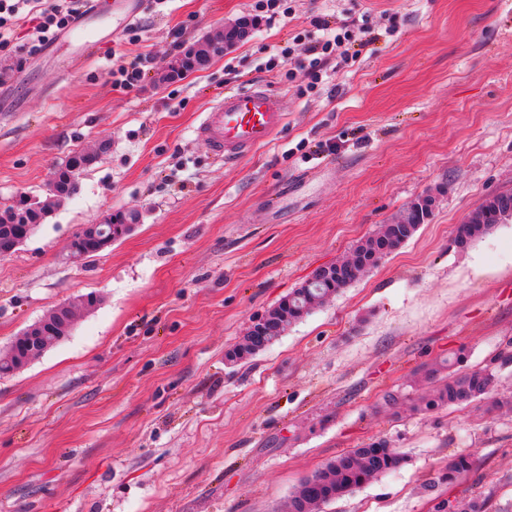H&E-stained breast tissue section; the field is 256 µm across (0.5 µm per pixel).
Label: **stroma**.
Instances as JSON below:
<instances>
[{
    "label": "stroma",
    "instance_id": "35a3bbf8",
    "mask_svg": "<svg viewBox=\"0 0 512 512\" xmlns=\"http://www.w3.org/2000/svg\"><path fill=\"white\" fill-rule=\"evenodd\" d=\"M253 0H149L105 18L91 51L34 47L25 14L0 46V205L48 214L0 257V349L64 302L95 294L69 334L0 376V512H286L298 483L346 450L386 440L406 458L325 512H436L488 497L512 512V411L415 412L425 367L464 356L512 398V222L467 250L456 228L488 193L512 192V0H291L274 22L176 80L185 48L251 14ZM367 12L354 66L315 90L260 65L311 16ZM149 57L137 87L112 72ZM281 95L288 122L232 165L195 128L225 90ZM97 158L74 193L52 172ZM402 247L264 352L226 364L253 321L316 265L347 256L427 191ZM136 211L120 241L65 261L79 229ZM473 471L441 483L448 458ZM147 0H114L112 3V15L116 14L125 24L135 21L145 9Z\"/></svg>",
    "mask_w": 512,
    "mask_h": 512
}]
</instances>
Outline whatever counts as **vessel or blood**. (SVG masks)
<instances>
[{"label": "vessel or blood", "mask_w": 512, "mask_h": 512, "mask_svg": "<svg viewBox=\"0 0 512 512\" xmlns=\"http://www.w3.org/2000/svg\"><path fill=\"white\" fill-rule=\"evenodd\" d=\"M85 2L79 16L61 32V41H71L99 22L96 0ZM146 5L147 0H114L112 12L128 24ZM285 120L280 95L269 85L257 83L225 92L205 113L196 133L213 154L232 163L269 143L283 129Z\"/></svg>", "instance_id": "obj_1"}]
</instances>
